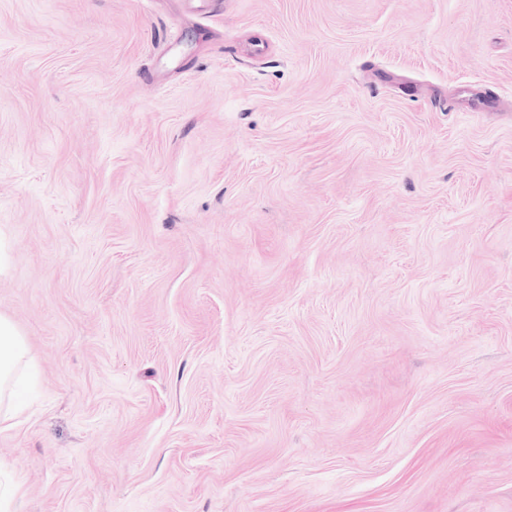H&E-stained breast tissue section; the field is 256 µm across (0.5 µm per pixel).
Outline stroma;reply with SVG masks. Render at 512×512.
<instances>
[{
    "label": "stroma",
    "instance_id": "obj_1",
    "mask_svg": "<svg viewBox=\"0 0 512 512\" xmlns=\"http://www.w3.org/2000/svg\"><path fill=\"white\" fill-rule=\"evenodd\" d=\"M9 512H512V0H0ZM25 357V341L13 322L0 315V431L15 425L23 408L18 370Z\"/></svg>",
    "mask_w": 512,
    "mask_h": 512
}]
</instances>
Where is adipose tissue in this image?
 Masks as SVG:
<instances>
[{
    "mask_svg": "<svg viewBox=\"0 0 512 512\" xmlns=\"http://www.w3.org/2000/svg\"><path fill=\"white\" fill-rule=\"evenodd\" d=\"M25 341L13 322L0 315V429H10L23 408L18 370Z\"/></svg>",
    "mask_w": 512,
    "mask_h": 512,
    "instance_id": "ef3b65f1",
    "label": "adipose tissue"
}]
</instances>
